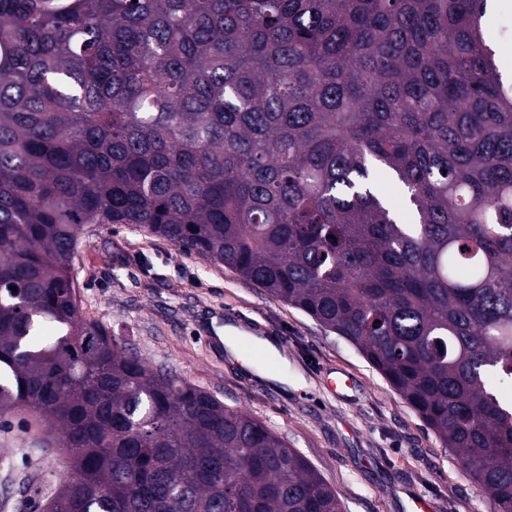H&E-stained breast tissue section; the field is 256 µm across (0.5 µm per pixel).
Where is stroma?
<instances>
[{"mask_svg":"<svg viewBox=\"0 0 512 512\" xmlns=\"http://www.w3.org/2000/svg\"><path fill=\"white\" fill-rule=\"evenodd\" d=\"M80 314L152 366L169 367L262 421L338 494L343 512H492L457 457L362 354L304 312L224 265L182 253L129 224L89 227L75 258ZM274 339L300 370L293 389L258 377L217 345V321ZM31 410L0 417V512H44L71 472Z\"/></svg>","mask_w":512,"mask_h":512,"instance_id":"stroma-1","label":"stroma"}]
</instances>
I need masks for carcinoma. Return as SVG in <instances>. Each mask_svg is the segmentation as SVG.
Instances as JSON below:
<instances>
[{"label": "carcinoma", "instance_id": "1", "mask_svg": "<svg viewBox=\"0 0 512 512\" xmlns=\"http://www.w3.org/2000/svg\"><path fill=\"white\" fill-rule=\"evenodd\" d=\"M490 2L0 0V417L63 436L75 475L46 512H343L262 422L81 317L92 224L344 337L512 512V80Z\"/></svg>", "mask_w": 512, "mask_h": 512}]
</instances>
